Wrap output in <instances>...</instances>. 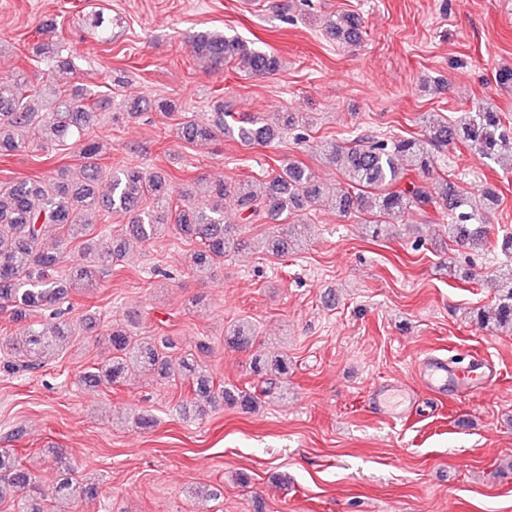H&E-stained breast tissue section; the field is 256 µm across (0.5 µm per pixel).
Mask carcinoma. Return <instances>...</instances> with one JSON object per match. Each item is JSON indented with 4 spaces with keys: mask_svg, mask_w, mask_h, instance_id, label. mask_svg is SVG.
<instances>
[{
    "mask_svg": "<svg viewBox=\"0 0 512 512\" xmlns=\"http://www.w3.org/2000/svg\"><path fill=\"white\" fill-rule=\"evenodd\" d=\"M88 24L100 41H111L113 21L103 13L90 16ZM322 27L342 46L359 41L360 24L351 13L328 15L322 19ZM57 29V18H45L35 30L33 50L41 60L65 71L71 69V63L59 59ZM189 50L197 63L214 74L231 65L252 76H267L285 66L277 54L254 48L229 33L198 31L190 36ZM26 84L21 68L0 78V156H11L29 145L60 150L79 142L84 163L76 182L61 168L48 180L22 179L0 188V310L9 311L15 321L28 322L24 335L0 336V352L6 356L3 368L8 373L40 369L47 357L74 343L81 329L96 325L90 316L77 328L67 318L64 304L72 293L99 285L125 256V242L115 241L108 225L98 227L96 214L100 212L130 216L129 234L143 243L169 231L197 243L198 248L189 254V268L197 275L209 273L230 254L246 253L250 244L241 237L240 225L265 217L286 221L281 230L267 237L266 252L280 257L288 254L291 244L304 236V211L321 203L341 216L369 213L366 224L375 235L381 226L403 220L412 209H434L448 220L439 251L448 252L452 243L512 256V234L492 239L481 227L484 213L498 205V194L488 187L479 194L468 193L434 175L435 152L457 143L512 170L508 147L512 128L492 108L464 112L452 123L429 122L421 139L359 133L345 141L320 142L319 152L339 167L344 178V185L332 195L308 166L293 162L280 165L262 180L210 183L206 186L210 205L200 208L188 196H174L172 178L162 169L138 165L105 169L100 165L104 145L85 141L83 135L95 122L101 101L84 88L44 84L29 91ZM298 124L294 112H279L269 122L255 114L226 112L224 104L216 101L204 120L193 113H180L175 134L195 146H205L219 136L247 145H266ZM412 174L419 181H406ZM104 177L109 178L108 189L101 193ZM228 208L239 223L225 220ZM50 228L59 237L53 251L43 246ZM73 243L78 245L79 258L67 265L66 250ZM489 282L498 293V302L478 311L477 320L485 328L512 331V264L497 269ZM256 339L255 328L244 320L224 334L225 342L237 349L252 347ZM107 343L111 358L82 372L79 380L83 385L120 386L130 367L162 379L170 377L166 341L140 336L117 324L107 329ZM209 352L210 346L200 340L195 351L179 362L180 381L189 387V399L181 405L187 420H199L219 405L254 412L273 394L276 379L288 376V358L256 355L250 374L259 380L242 388H227L206 369L202 357ZM55 463L59 477L54 496L49 498L36 485L30 469L14 454L1 450L0 503L5 489L13 492L9 512H56L52 500L78 503L98 497V483L76 477L63 453L55 452Z\"/></svg>",
    "mask_w": 512,
    "mask_h": 512,
    "instance_id": "obj_1",
    "label": "carcinoma"
}]
</instances>
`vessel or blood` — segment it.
<instances>
[{
	"mask_svg": "<svg viewBox=\"0 0 512 512\" xmlns=\"http://www.w3.org/2000/svg\"><path fill=\"white\" fill-rule=\"evenodd\" d=\"M421 377L425 385L438 393L454 392L461 395L479 393L498 379L492 361L483 355L472 357L469 368L458 369L455 361L440 356H429L420 363Z\"/></svg>",
	"mask_w": 512,
	"mask_h": 512,
	"instance_id": "obj_1",
	"label": "vessel or blood"
}]
</instances>
